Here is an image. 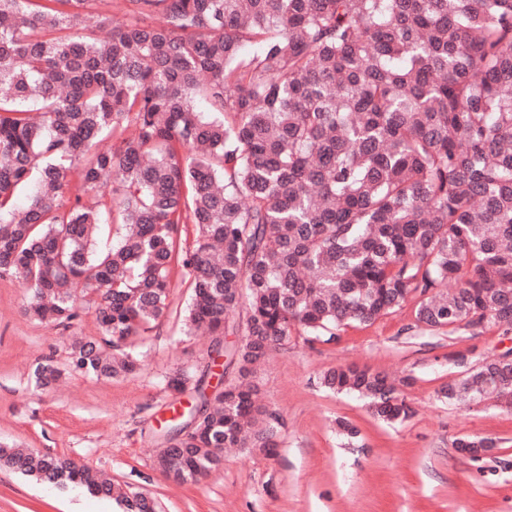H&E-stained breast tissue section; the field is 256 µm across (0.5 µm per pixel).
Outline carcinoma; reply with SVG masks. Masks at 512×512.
I'll use <instances>...</instances> for the list:
<instances>
[{"instance_id":"cac0c4a2","label":"carcinoma","mask_w":512,"mask_h":512,"mask_svg":"<svg viewBox=\"0 0 512 512\" xmlns=\"http://www.w3.org/2000/svg\"><path fill=\"white\" fill-rule=\"evenodd\" d=\"M96 2L0 0V277L40 323L66 327L93 298L99 336L70 355L96 378L136 370L176 268L211 362L238 336L248 385L207 393L209 365L165 380L196 394L162 429L168 477L197 483L226 448L273 452L282 421L252 377L299 328L328 344L415 299L430 331L512 329V0H122L119 19ZM322 384L387 422L414 414L368 367ZM438 393L511 410L512 363ZM0 464L157 512L65 455L0 448Z\"/></svg>"}]
</instances>
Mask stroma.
I'll return each mask as SVG.
<instances>
[{
    "label": "stroma",
    "mask_w": 512,
    "mask_h": 512,
    "mask_svg": "<svg viewBox=\"0 0 512 512\" xmlns=\"http://www.w3.org/2000/svg\"><path fill=\"white\" fill-rule=\"evenodd\" d=\"M190 294L173 273L172 316L145 335L136 373L107 380L70 364L71 338L97 333L91 305L69 330L48 327L25 315L29 294L21 282L0 278V445L68 456L127 491L151 495L159 512H512V410L451 404L437 394L466 365L512 350V331L489 324L431 332L417 325L412 301L373 324L343 327L331 344L294 335L254 377L261 404L284 423L273 454L237 448L199 483L169 480L155 464L160 431L191 398L166 390L163 379L209 361V340L183 333L179 313ZM452 352L464 354L465 365L449 362ZM49 356L65 375L42 388L34 371ZM349 364L400 380L414 416L383 422L363 399L322 385L326 370ZM343 421L358 428L357 438L343 435ZM461 437L491 438L497 446L472 459L454 448ZM0 512L125 507L0 466Z\"/></svg>",
    "instance_id": "stroma-1"
}]
</instances>
